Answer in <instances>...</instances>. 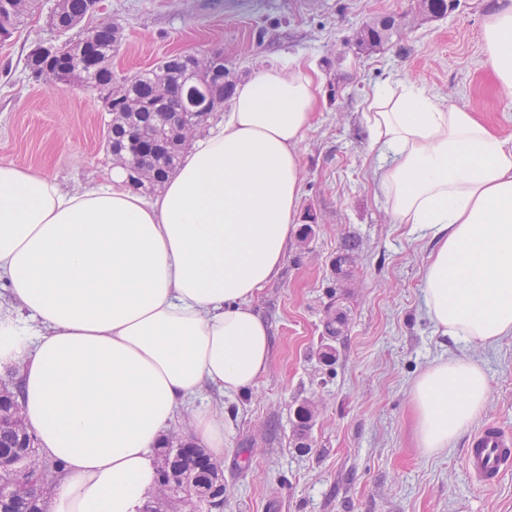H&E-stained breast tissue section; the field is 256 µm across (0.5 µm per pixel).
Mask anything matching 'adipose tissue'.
Segmentation results:
<instances>
[{"mask_svg": "<svg viewBox=\"0 0 512 512\" xmlns=\"http://www.w3.org/2000/svg\"><path fill=\"white\" fill-rule=\"evenodd\" d=\"M486 48L511 90L512 0L490 15ZM318 90L300 62L262 67L151 200L119 169L67 191L0 163V368L19 373L41 460L63 464L49 512H141L158 486L153 451L176 424L223 458L224 394L269 367L253 300L288 251ZM364 119L393 223L434 245L423 296L438 330L467 345L512 336V139L410 82L376 89ZM23 312L40 322L37 339ZM489 393L472 359L422 370L411 388L418 448H449ZM197 397L205 405L190 407Z\"/></svg>", "mask_w": 512, "mask_h": 512, "instance_id": "ef3b65f1", "label": "adipose tissue"}]
</instances>
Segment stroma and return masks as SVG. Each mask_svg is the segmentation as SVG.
I'll use <instances>...</instances> for the list:
<instances>
[{
    "label": "stroma",
    "mask_w": 512,
    "mask_h": 512,
    "mask_svg": "<svg viewBox=\"0 0 512 512\" xmlns=\"http://www.w3.org/2000/svg\"><path fill=\"white\" fill-rule=\"evenodd\" d=\"M0 42V163L32 166L63 188L96 185L116 161L109 112L79 83L35 80L29 54L61 45L55 0ZM122 28L116 76L174 53L221 52L245 80L301 59L321 79V103L300 145L302 183L294 240L278 277L254 299L271 360L258 384L224 398L223 512H512V465L491 484L467 466L466 440L426 456L416 445L410 389L418 374L456 355L478 361L491 395L479 417L512 435V337L466 346L442 336L423 304L428 239L391 221L377 191L364 102L386 83L414 80L439 103L473 112L512 137V96L487 63L485 25L496 0H457L435 16L420 0H102ZM394 18L377 46L366 24ZM361 251L345 279L334 261L345 236ZM348 331L335 362L319 357L324 319ZM314 408L310 446L296 447L295 412Z\"/></svg>",
    "instance_id": "1"
}]
</instances>
